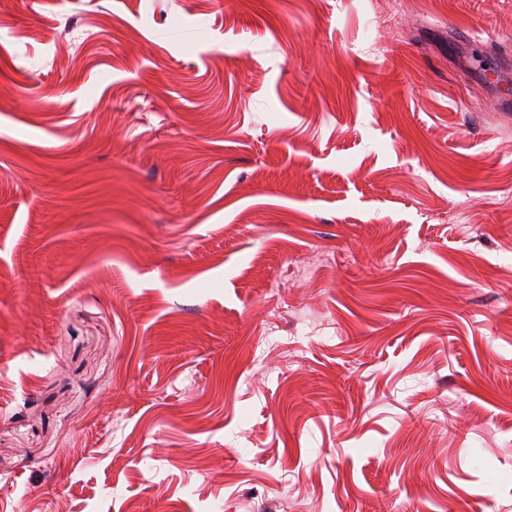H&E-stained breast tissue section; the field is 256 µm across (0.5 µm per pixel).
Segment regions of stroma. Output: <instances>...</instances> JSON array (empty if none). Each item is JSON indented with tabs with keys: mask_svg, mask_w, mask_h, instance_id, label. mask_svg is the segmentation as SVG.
Returning <instances> with one entry per match:
<instances>
[{
	"mask_svg": "<svg viewBox=\"0 0 512 512\" xmlns=\"http://www.w3.org/2000/svg\"><path fill=\"white\" fill-rule=\"evenodd\" d=\"M512 0H10L0 512H512Z\"/></svg>",
	"mask_w": 512,
	"mask_h": 512,
	"instance_id": "35a3bbf8",
	"label": "stroma"
}]
</instances>
